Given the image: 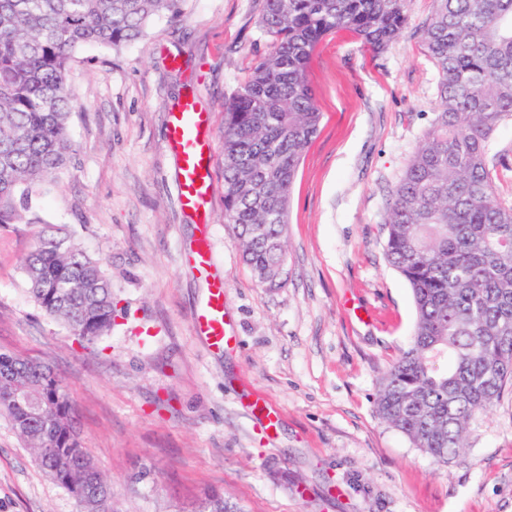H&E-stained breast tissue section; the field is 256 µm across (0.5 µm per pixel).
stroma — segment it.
<instances>
[{"instance_id":"stroma-1","label":"stroma","mask_w":512,"mask_h":512,"mask_svg":"<svg viewBox=\"0 0 512 512\" xmlns=\"http://www.w3.org/2000/svg\"><path fill=\"white\" fill-rule=\"evenodd\" d=\"M264 0H186L119 48L71 61L75 152L27 222L0 225V351L62 377L77 436L112 486L114 512H196L223 494L244 512H512V393L470 427L463 459L441 465L375 413L382 375L416 321L384 253L388 195L440 107L422 29L434 0H410L402 34L372 50L327 34L308 70L322 114L286 226L288 278L260 284L224 221L213 158L209 237L231 336L213 352L192 316L206 282L188 261L199 235L179 205L166 120L186 96L211 115L269 52ZM496 198L512 205V122L489 143ZM101 259L115 325L82 345L28 292L23 261L48 230ZM279 424L265 431L255 400ZM0 512H78L0 414Z\"/></svg>"}]
</instances>
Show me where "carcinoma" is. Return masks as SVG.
<instances>
[{"label": "carcinoma", "mask_w": 512, "mask_h": 512, "mask_svg": "<svg viewBox=\"0 0 512 512\" xmlns=\"http://www.w3.org/2000/svg\"><path fill=\"white\" fill-rule=\"evenodd\" d=\"M408 0H265L270 52L224 101V218L257 280L284 282L285 224L298 165L321 113L307 79L327 33L349 28L375 51L402 32ZM423 40L440 109L390 191L388 262L406 280L416 322L382 379L376 413L439 464L463 457L471 422L512 390V206L493 192L489 139L512 119V0H435ZM184 0H0V224L32 209L36 188L73 155L68 81L84 45L118 48ZM48 317L91 343L112 330L100 260L53 234L24 260ZM0 413L81 512H111L112 487L81 448L61 378L0 351ZM204 512H243L212 494Z\"/></svg>", "instance_id": "carcinoma-1"}]
</instances>
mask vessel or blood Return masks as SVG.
<instances>
[{"label":"vessel or blood","instance_id":"b4317fda","mask_svg":"<svg viewBox=\"0 0 512 512\" xmlns=\"http://www.w3.org/2000/svg\"><path fill=\"white\" fill-rule=\"evenodd\" d=\"M209 115L194 99L183 100L168 115L167 144L175 155L178 169V197L181 209L196 223L208 222L213 193L212 150ZM198 271L207 273V291L193 316V327L214 351L228 342L224 320V282L210 276L212 251L208 236H200L190 248Z\"/></svg>","mask_w":512,"mask_h":512}]
</instances>
